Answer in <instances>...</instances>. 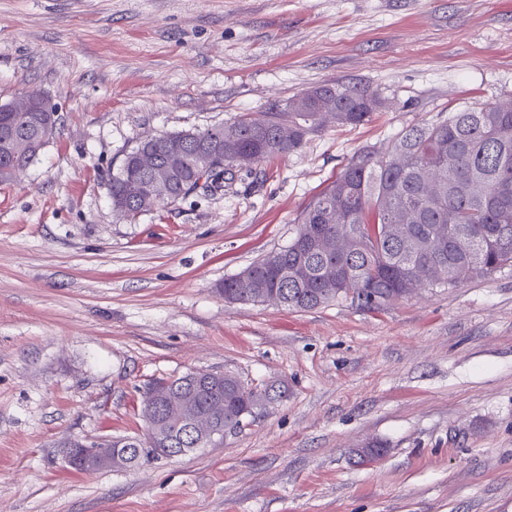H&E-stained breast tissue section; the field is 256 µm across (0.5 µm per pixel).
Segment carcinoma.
<instances>
[{
  "instance_id": "1",
  "label": "carcinoma",
  "mask_w": 512,
  "mask_h": 512,
  "mask_svg": "<svg viewBox=\"0 0 512 512\" xmlns=\"http://www.w3.org/2000/svg\"><path fill=\"white\" fill-rule=\"evenodd\" d=\"M311 91L302 110L244 114L198 132L222 153L205 162L197 142L183 145L166 174L169 193L182 200L217 191L236 159L285 156L327 120L357 126L379 108L378 93L366 85L323 84ZM330 102L335 111H322ZM46 120L55 125L58 117L0 111L1 183L36 161L33 144ZM179 139V132L153 136L128 151L109 179L112 205L128 183L150 177L139 164L141 150L151 148L164 162L169 141ZM297 224L287 246L224 279L225 300L305 311L345 298L378 310L418 288L456 287L512 266V105L454 112L404 132L381 155L360 151L308 202ZM184 379L176 378L171 395L182 402V416L220 429L241 414L253 420L287 396L283 385L254 386L233 372L202 389ZM120 441L140 449L132 468L157 457L148 439Z\"/></svg>"
}]
</instances>
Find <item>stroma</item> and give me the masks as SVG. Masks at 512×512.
Listing matches in <instances>:
<instances>
[{
    "mask_svg": "<svg viewBox=\"0 0 512 512\" xmlns=\"http://www.w3.org/2000/svg\"><path fill=\"white\" fill-rule=\"evenodd\" d=\"M324 83L383 101L214 194L118 218L107 175L159 134ZM48 96L38 159L0 183V512H512V269L380 311L226 302L360 150L512 102V0H0V103ZM288 386L250 425L131 470L68 439L145 436L150 381ZM376 440L372 464L352 451Z\"/></svg>",
    "mask_w": 512,
    "mask_h": 512,
    "instance_id": "stroma-1",
    "label": "stroma"
}]
</instances>
